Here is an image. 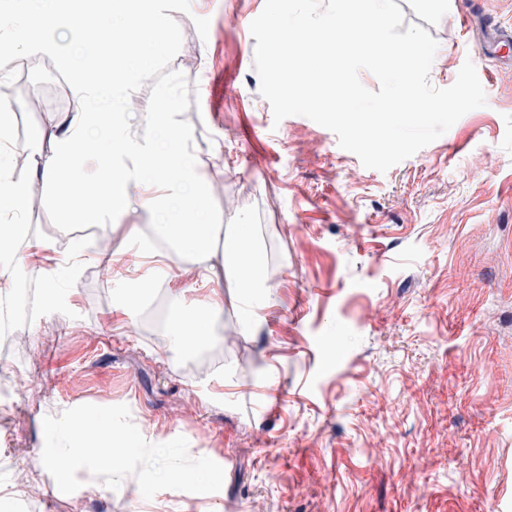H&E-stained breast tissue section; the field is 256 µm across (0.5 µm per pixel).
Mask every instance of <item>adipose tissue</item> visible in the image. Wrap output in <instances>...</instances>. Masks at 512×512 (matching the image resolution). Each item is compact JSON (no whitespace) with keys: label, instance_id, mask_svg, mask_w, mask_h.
Masks as SVG:
<instances>
[{"label":"adipose tissue","instance_id":"adipose-tissue-1","mask_svg":"<svg viewBox=\"0 0 512 512\" xmlns=\"http://www.w3.org/2000/svg\"><path fill=\"white\" fill-rule=\"evenodd\" d=\"M146 67L132 63L123 55H116L107 76H100L93 60H86L77 80V88L86 101V110L79 118L59 126L54 134L56 149L48 156L33 158L32 177L14 179L6 158L11 151L8 133L12 127L13 110L0 106V195H7L11 208L10 217H0V279H13L17 267L16 244L25 236V226L20 221L23 205L34 185L49 188L54 201L71 203L69 221L73 224H103L113 215L125 212L140 186V180L131 172L115 166L111 157H100L97 187L79 181L73 171L79 153H90L98 140H108L118 153L136 157L142 147L131 139L117 140L112 133L115 114L130 109L131 86L149 78ZM106 80L115 91L114 96L96 95L95 85ZM97 128L96 140L85 139L88 125ZM156 183L176 196L179 209L203 208L206 184L203 177L188 164L172 163L161 166L153 174ZM219 223L199 221L193 224H157L153 227L156 241L176 248L189 256L201 269L207 268L215 239L223 241V265L238 274V286L244 296H251L254 288L264 280V267L258 252L249 245L247 225H237L234 233L223 234Z\"/></svg>","mask_w":512,"mask_h":512}]
</instances>
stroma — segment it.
Instances as JSON below:
<instances>
[{
  "mask_svg": "<svg viewBox=\"0 0 512 512\" xmlns=\"http://www.w3.org/2000/svg\"><path fill=\"white\" fill-rule=\"evenodd\" d=\"M264 2L191 0L173 14L170 64L189 84L208 213L250 225L263 260L258 327L244 328L222 242L207 271L172 252L156 273L140 256L170 203L158 188L155 211L135 197L108 227L66 223L47 190L29 197L16 280L53 282L54 299L20 321L0 365V512H512V68L476 56L486 23L512 27V0H395L438 43L432 85L473 60L487 104L385 173L309 118L274 122L250 33ZM4 72L7 162L26 179L78 99L47 55ZM100 234L117 247L108 279L93 252L70 255ZM218 290L214 339L178 351L172 315L206 317ZM83 404L128 405L154 444L185 437L223 467L221 490L147 500L134 476L113 491L82 470L80 489L58 492L43 419Z\"/></svg>",
  "mask_w": 512,
  "mask_h": 512,
  "instance_id": "stroma-1",
  "label": "stroma"
}]
</instances>
